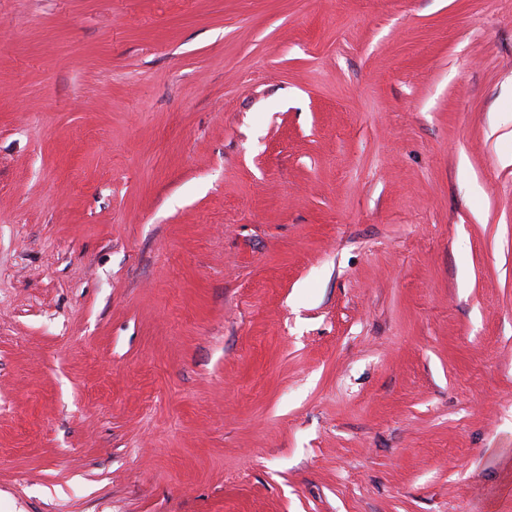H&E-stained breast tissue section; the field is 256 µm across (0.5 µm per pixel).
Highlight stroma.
Masks as SVG:
<instances>
[{"label":"stroma","mask_w":512,"mask_h":512,"mask_svg":"<svg viewBox=\"0 0 512 512\" xmlns=\"http://www.w3.org/2000/svg\"><path fill=\"white\" fill-rule=\"evenodd\" d=\"M0 512H512V0H0Z\"/></svg>","instance_id":"stroma-1"}]
</instances>
